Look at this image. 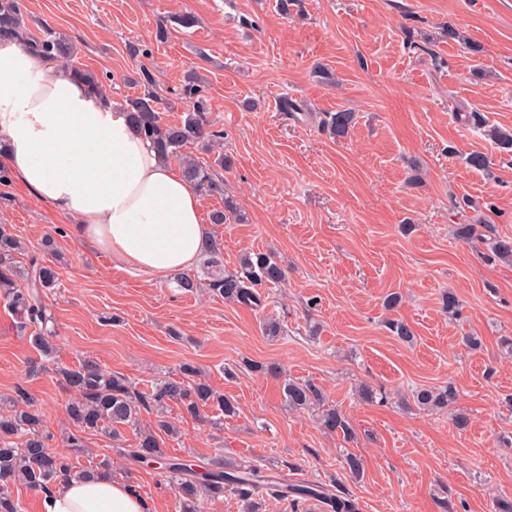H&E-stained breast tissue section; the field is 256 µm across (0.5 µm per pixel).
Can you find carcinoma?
Segmentation results:
<instances>
[{
	"instance_id": "1",
	"label": "carcinoma",
	"mask_w": 512,
	"mask_h": 512,
	"mask_svg": "<svg viewBox=\"0 0 512 512\" xmlns=\"http://www.w3.org/2000/svg\"><path fill=\"white\" fill-rule=\"evenodd\" d=\"M17 39L39 56L69 60L76 53L75 44L61 33L46 31L36 35L26 25L20 0H0V41ZM156 80L152 72L141 68L143 93L127 101L123 110L128 112L132 124L148 140L159 157L176 160L187 181L208 196L219 197L220 209L209 214L212 224L242 221L238 202L224 191V179L218 171L229 166L221 147L223 133L211 129L210 109L202 94L199 79L190 72L184 77L181 99L186 103L182 119L168 123L162 117V98L153 87ZM355 121V113L341 110L329 114L327 128L334 137L344 138ZM200 142L205 151L213 154L212 161L200 160L184 153L187 145ZM490 248L498 259L512 260V238L495 237ZM22 247L18 238L0 224V299L19 319L20 328L30 331L31 345L49 357L53 354L50 341L53 317L44 296L56 286L58 267L50 265L39 254L27 256L24 264L16 257ZM211 261L206 278L199 280L188 275L177 279V287L193 293L204 286L213 294L227 301L247 306L261 305L256 287L277 285L284 280L285 272L275 256L265 252L244 254L234 270L224 269L220 259L221 243L212 241L209 248ZM390 331L401 341L410 343L414 333L404 321H388ZM183 378H161L145 392H137L120 374L104 371L93 360H85L74 368L60 370L62 382L71 392L65 410L75 432L68 436L73 448L82 447L80 433L101 432L117 437L120 427L135 428L141 410H150L156 416V430L141 432L136 447L128 455L139 461L151 463L170 477L175 489L177 512H204V502L229 490L248 503L247 512H260L259 496L265 494L275 500L322 498L332 512H358L357 503L350 498L329 497L319 485L284 484L273 480L259 467L251 464L224 465L217 461L211 468L197 471L198 465L190 459L168 457L161 450L160 434L173 436V426L165 419L172 403L183 406L193 419L201 417V409L216 406L227 417L236 414L235 405L215 391L206 381L189 382L197 370L190 364L181 368ZM283 394L288 407L294 410L319 409L320 425L332 433L349 439L353 429L348 419L334 407L324 408L322 389L311 380H290L284 384ZM416 407L427 410L450 409L451 421L458 429L469 423L467 413L455 408L458 394L448 385L439 389L418 388L412 393ZM0 409V512H19L13 487L19 483L40 492H49L50 486L72 477L93 473L91 469L77 470L69 458L48 445L41 415L34 409L29 392L19 387Z\"/></svg>"
}]
</instances>
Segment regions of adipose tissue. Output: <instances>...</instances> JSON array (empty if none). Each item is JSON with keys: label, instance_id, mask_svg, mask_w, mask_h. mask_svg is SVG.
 I'll use <instances>...</instances> for the list:
<instances>
[{"label": "adipose tissue", "instance_id": "adipose-tissue-1", "mask_svg": "<svg viewBox=\"0 0 512 512\" xmlns=\"http://www.w3.org/2000/svg\"><path fill=\"white\" fill-rule=\"evenodd\" d=\"M0 159L35 197L73 218L84 240L133 274L190 268L207 249L203 201L126 112L62 61L0 42ZM43 512H148L104 473L58 483Z\"/></svg>", "mask_w": 512, "mask_h": 512}]
</instances>
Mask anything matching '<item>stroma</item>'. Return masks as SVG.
<instances>
[{
	"label": "stroma",
	"mask_w": 512,
	"mask_h": 512,
	"mask_svg": "<svg viewBox=\"0 0 512 512\" xmlns=\"http://www.w3.org/2000/svg\"><path fill=\"white\" fill-rule=\"evenodd\" d=\"M33 33L49 27L77 46L75 66L104 76L113 102L138 95L141 68L172 103L188 71L210 100L224 134V189L247 223L214 225L221 260L271 252L286 279L261 289L248 307L207 290L186 293L173 276H136L81 241L71 218L54 213L23 185L0 192V224L11 225L28 253L54 262L60 283L47 303L57 347L47 358L0 301V396L23 386L45 415L51 448L80 468L109 459L113 480L133 486L149 512H176L173 490L158 470L105 434L72 432L59 368L95 360L125 375L136 390L175 378L189 363L224 393L235 416L216 409L191 418L167 415L179 431L164 437L167 456L209 466L216 458L251 462L266 474L323 486L354 499L359 512H493L512 499V261L488 242L463 241L459 224H486L512 237V154L490 136L512 129V0H21ZM198 19L185 29L174 15ZM169 38L155 39L159 26ZM464 41L449 39V28ZM147 48L134 57L129 44ZM479 53H471V45ZM303 109L284 112L283 98ZM356 112L347 137L323 127L327 113ZM472 152L489 170L466 166ZM53 238V250L43 247ZM460 313L448 318L446 293ZM401 298L394 311L383 300ZM277 319L282 336L262 330ZM406 322V343L386 326ZM480 337L468 349L463 336ZM309 379L349 420L355 437L324 431L314 413L290 410L285 379ZM385 393L364 403L354 389ZM455 386L470 418L456 429L450 411L413 403L417 387ZM361 456L353 477L346 453Z\"/></svg>",
	"instance_id": "obj_1"
}]
</instances>
